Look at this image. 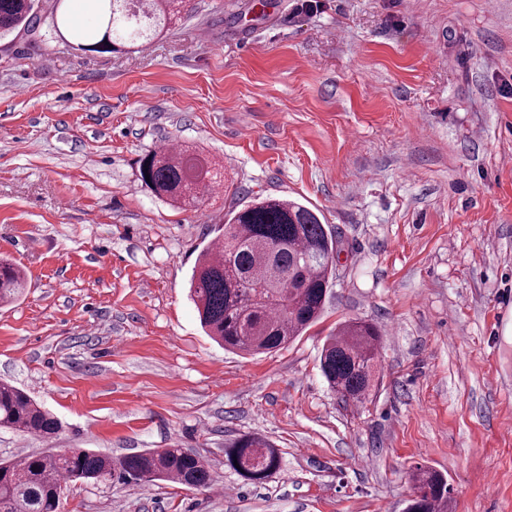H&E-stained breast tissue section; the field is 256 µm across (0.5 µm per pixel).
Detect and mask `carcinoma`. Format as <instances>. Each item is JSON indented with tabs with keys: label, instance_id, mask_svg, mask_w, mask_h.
<instances>
[{
	"label": "carcinoma",
	"instance_id": "obj_1",
	"mask_svg": "<svg viewBox=\"0 0 512 512\" xmlns=\"http://www.w3.org/2000/svg\"><path fill=\"white\" fill-rule=\"evenodd\" d=\"M40 14L38 0H0V39L17 32L39 41H63L69 19L63 0ZM96 16L91 29L75 31L83 52L112 53L143 46L174 18L189 11L191 0H89ZM139 177L152 193L176 208L193 207L200 191L218 172L186 147L152 150L139 160ZM337 240L306 205L266 196L228 213L224 230L198 254L189 277L190 297L201 326L224 349L245 355L286 347L321 316L330 288L339 277ZM24 287L23 272L0 259V304ZM380 349L377 327L348 321L328 337L320 370L341 400L364 404L376 386ZM0 428L54 438L60 420L9 381H0ZM224 464L248 484L268 481L281 467V452L262 437L245 434L224 449ZM174 482L210 488L209 464L183 448H150L114 459L84 448L27 454L0 461V512H56L69 482L124 485ZM418 494L404 512H447L451 488L441 472L419 467L412 476Z\"/></svg>",
	"mask_w": 512,
	"mask_h": 512
}]
</instances>
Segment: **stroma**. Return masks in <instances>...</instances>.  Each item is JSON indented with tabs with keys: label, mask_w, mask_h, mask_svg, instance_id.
Instances as JSON below:
<instances>
[{
	"label": "stroma",
	"mask_w": 512,
	"mask_h": 512,
	"mask_svg": "<svg viewBox=\"0 0 512 512\" xmlns=\"http://www.w3.org/2000/svg\"><path fill=\"white\" fill-rule=\"evenodd\" d=\"M139 52L0 39V380L57 416L52 443L0 429V460L176 446L210 489L69 483L57 512H403L410 474L448 512H512V0H194ZM218 161L177 209L138 161ZM275 195L338 240L322 318L288 348L224 351L188 296L232 207ZM383 332L369 401L319 369L349 320ZM282 452L255 487L224 445ZM21 269L10 260L0 259V304L15 299L24 288ZM412 493L404 512H447L451 488L441 472L430 467H418L412 476Z\"/></svg>",
	"instance_id": "obj_1"
}]
</instances>
